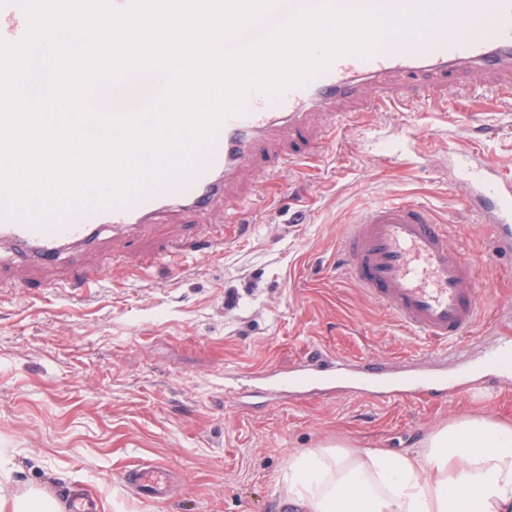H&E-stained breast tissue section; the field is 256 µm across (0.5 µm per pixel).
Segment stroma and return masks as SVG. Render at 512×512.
I'll return each instance as SVG.
<instances>
[{"mask_svg":"<svg viewBox=\"0 0 512 512\" xmlns=\"http://www.w3.org/2000/svg\"><path fill=\"white\" fill-rule=\"evenodd\" d=\"M451 100L418 112L311 119L317 173L280 189L262 169L242 180L257 203L246 233L234 211L196 224L172 216L145 232H104L55 267L0 260V496L30 487L83 490L92 512H274L291 453L348 442L404 453L471 413L512 417V378L484 387L485 354L512 346V257L465 210L448 151L512 171V103L461 71ZM413 195L448 221L476 263L496 335L449 355L466 392L452 401L378 404L345 392L287 406L237 404L251 370L288 369L309 351L392 366L430 361L435 346L397 326L338 269L336 243L361 207ZM228 242L198 255L204 242ZM170 470L166 497L136 494L126 467Z\"/></svg>","mask_w":512,"mask_h":512,"instance_id":"stroma-1","label":"stroma"}]
</instances>
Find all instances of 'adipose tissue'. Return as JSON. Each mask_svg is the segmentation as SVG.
I'll return each mask as SVG.
<instances>
[{"instance_id":"ef3b65f1","label":"adipose tissue","mask_w":512,"mask_h":512,"mask_svg":"<svg viewBox=\"0 0 512 512\" xmlns=\"http://www.w3.org/2000/svg\"><path fill=\"white\" fill-rule=\"evenodd\" d=\"M281 512H512V423L464 417L416 450L325 445L289 455Z\"/></svg>"}]
</instances>
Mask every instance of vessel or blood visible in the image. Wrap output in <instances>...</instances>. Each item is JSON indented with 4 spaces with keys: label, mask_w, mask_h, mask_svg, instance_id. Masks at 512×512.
<instances>
[{
    "label": "vessel or blood",
    "mask_w": 512,
    "mask_h": 512,
    "mask_svg": "<svg viewBox=\"0 0 512 512\" xmlns=\"http://www.w3.org/2000/svg\"><path fill=\"white\" fill-rule=\"evenodd\" d=\"M318 0H281L239 38L248 43ZM341 7L374 9L384 33L376 53L345 55L307 83L279 96L255 90L241 111L228 115L208 144L194 154L178 151L163 161V174L127 200L100 207L88 201L66 210L21 212L0 196V248L41 267L61 254L92 245L103 227L136 229L175 213L186 222L213 212L218 201L264 158L273 171L288 161L285 145L308 139L312 110L335 111L337 105L363 109L408 111L419 103L447 96L448 72L462 65L498 75L501 100H512V0H335ZM27 32L23 0H0V38L20 41ZM375 95L362 101L361 82ZM116 115L153 106V99L134 95L129 82L113 84ZM458 178L465 185L466 206L487 224L497 255L512 256V176L478 155L466 157ZM341 271L365 295L411 333L430 339L437 359L449 349H463L492 329L495 319H482L476 263L452 246L448 225L415 199L390 200L359 209L337 245ZM349 392L368 394L383 384L379 399H426L443 402L457 394L455 375L446 368L418 365L395 370L384 362L342 360L317 353L288 372L269 369L251 373L256 394L272 405L283 404L297 385L311 392L332 393L337 377ZM137 494L161 496L171 488L166 468L135 463L124 472Z\"/></svg>",
    "instance_id": "vessel-or-blood-1"
}]
</instances>
